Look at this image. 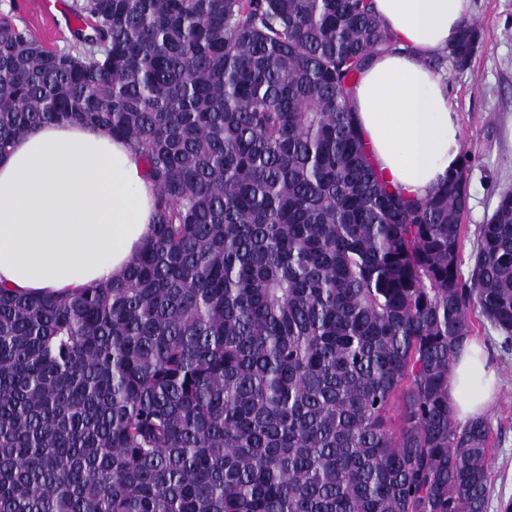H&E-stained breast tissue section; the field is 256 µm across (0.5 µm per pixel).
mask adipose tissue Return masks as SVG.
<instances>
[{"mask_svg":"<svg viewBox=\"0 0 512 512\" xmlns=\"http://www.w3.org/2000/svg\"><path fill=\"white\" fill-rule=\"evenodd\" d=\"M396 43L375 55L353 92L356 122L389 184L433 193L460 164L448 88L427 64L452 44L471 0H374ZM154 220V194L140 159L102 127L47 124L0 154V284L69 294L126 267ZM449 394L456 416L485 413L495 373L477 340L455 361Z\"/></svg>","mask_w":512,"mask_h":512,"instance_id":"ef3b65f1","label":"adipose tissue"}]
</instances>
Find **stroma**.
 Listing matches in <instances>:
<instances>
[{
  "label": "stroma",
  "instance_id": "1",
  "mask_svg": "<svg viewBox=\"0 0 512 512\" xmlns=\"http://www.w3.org/2000/svg\"><path fill=\"white\" fill-rule=\"evenodd\" d=\"M8 12L47 47L66 49L73 43L70 28L47 15L40 0H0V14ZM471 18L480 41L468 66L459 68L448 60L436 69L448 87L468 161L466 241L460 258L465 274L479 225L494 211L500 193L512 189V145L505 136L512 123V0H472ZM474 323V335L485 344L498 380L497 397L485 417L495 441L487 512H500L501 502L512 499V350H503L487 321L478 317Z\"/></svg>",
  "mask_w": 512,
  "mask_h": 512
}]
</instances>
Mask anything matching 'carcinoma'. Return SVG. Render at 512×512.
<instances>
[{
    "instance_id": "1",
    "label": "carcinoma",
    "mask_w": 512,
    "mask_h": 512,
    "mask_svg": "<svg viewBox=\"0 0 512 512\" xmlns=\"http://www.w3.org/2000/svg\"><path fill=\"white\" fill-rule=\"evenodd\" d=\"M72 10L92 33L60 51L0 17V154L105 127L155 219L98 287L0 288V512H486L492 432L448 385L472 309L512 346V190L463 280L467 160L408 196L356 125L395 48L373 0Z\"/></svg>"
}]
</instances>
